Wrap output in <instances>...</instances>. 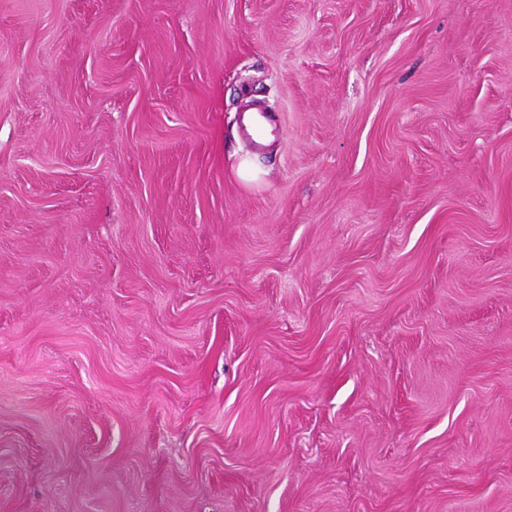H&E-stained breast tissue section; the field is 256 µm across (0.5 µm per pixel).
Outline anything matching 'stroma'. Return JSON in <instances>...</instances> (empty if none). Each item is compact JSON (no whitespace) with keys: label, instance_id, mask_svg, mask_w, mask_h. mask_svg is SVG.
<instances>
[{"label":"stroma","instance_id":"35a3bbf8","mask_svg":"<svg viewBox=\"0 0 512 512\" xmlns=\"http://www.w3.org/2000/svg\"><path fill=\"white\" fill-rule=\"evenodd\" d=\"M0 512H512V0H0Z\"/></svg>","mask_w":512,"mask_h":512}]
</instances>
